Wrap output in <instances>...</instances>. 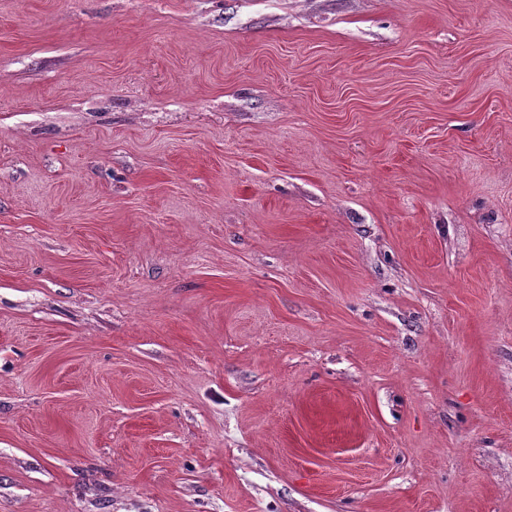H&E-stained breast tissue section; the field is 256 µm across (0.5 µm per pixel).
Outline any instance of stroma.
<instances>
[{"label":"stroma","mask_w":512,"mask_h":512,"mask_svg":"<svg viewBox=\"0 0 512 512\" xmlns=\"http://www.w3.org/2000/svg\"><path fill=\"white\" fill-rule=\"evenodd\" d=\"M0 512H512V0H0Z\"/></svg>","instance_id":"stroma-1"}]
</instances>
